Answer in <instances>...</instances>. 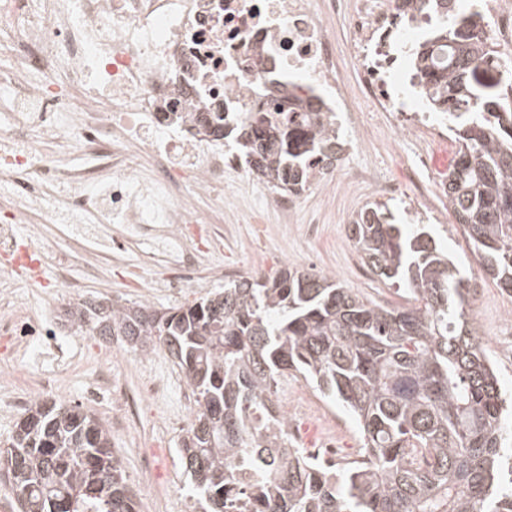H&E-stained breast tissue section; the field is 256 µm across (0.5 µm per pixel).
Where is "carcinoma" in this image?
<instances>
[{
  "label": "carcinoma",
  "instance_id": "1",
  "mask_svg": "<svg viewBox=\"0 0 512 512\" xmlns=\"http://www.w3.org/2000/svg\"><path fill=\"white\" fill-rule=\"evenodd\" d=\"M402 2V24L423 11L438 21L407 53L419 95L451 123L448 209L483 274L511 293L512 57L474 6ZM302 103L303 125L269 113L234 136L274 191H305L309 157L338 153L318 99ZM349 227L362 262L403 284L411 305H375L284 266L167 310L85 301L64 315L145 354L161 347L184 373L196 409L178 451L201 512H512L508 398L466 312L470 289L430 233H405L387 205L365 206ZM288 371L353 416L361 463L337 474L293 445L277 397ZM0 472L21 512H136L109 430L78 406L33 403L0 449Z\"/></svg>",
  "mask_w": 512,
  "mask_h": 512
}]
</instances>
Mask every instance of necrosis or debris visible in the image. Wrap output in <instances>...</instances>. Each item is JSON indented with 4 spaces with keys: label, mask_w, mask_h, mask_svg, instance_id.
Wrapping results in <instances>:
<instances>
[{
    "label": "necrosis or debris",
    "mask_w": 512,
    "mask_h": 512,
    "mask_svg": "<svg viewBox=\"0 0 512 512\" xmlns=\"http://www.w3.org/2000/svg\"><path fill=\"white\" fill-rule=\"evenodd\" d=\"M328 14L345 21L356 83L337 70ZM0 30L10 59L0 68V89L14 93L0 114V182L12 199L0 224L7 261L14 224H58L65 214L60 236L75 222L93 234L105 212L123 226L106 239L117 250L149 225L162 226L153 249L179 271L174 287L188 286L195 258L184 251L179 227L207 223L200 201L223 207L227 176L247 175L255 209L272 206L288 218L296 198L270 192L248 176L235 150L170 115L215 112L230 125L249 124L265 106V86L293 73L348 132L359 133L372 110L406 141L424 130L435 140L450 136L447 118L425 101L410 108L401 99L402 64L391 45L406 32L392 0H328L322 14L309 0H0ZM30 129L53 152L20 146ZM138 142L148 167L128 151Z\"/></svg>",
    "instance_id": "1"
}]
</instances>
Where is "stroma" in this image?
<instances>
[{
  "label": "stroma",
  "mask_w": 512,
  "mask_h": 512,
  "mask_svg": "<svg viewBox=\"0 0 512 512\" xmlns=\"http://www.w3.org/2000/svg\"><path fill=\"white\" fill-rule=\"evenodd\" d=\"M360 139L350 167L377 163L386 175L402 176L406 160L393 154L394 134L377 113H370ZM249 195L244 180L225 184L223 208L210 212V224L202 236L186 241L188 250L198 254L196 278L175 293L166 287V271L147 257L143 248L131 247L120 256L99 255L100 271L94 274L83 257L96 253L95 244L65 243L51 224L36 228L15 225L16 238L35 237L37 247L43 249L45 280L32 284L17 277L11 287L0 288V322L11 309L35 316L56 315L71 304L70 293L59 287L56 278V267L64 262L69 263L71 277L81 285L84 298L117 304L141 301L158 308L177 306L222 288L224 269H232L238 277L268 275L286 264L329 274L374 302L390 307L409 305V294L381 281L362 263L349 236L347 225L352 216L376 200L370 183L346 179L332 187L313 184L301 193L302 208L288 224L273 208L249 218L244 210ZM423 204L424 213L417 214L403 199L387 201L397 223L410 232L426 226L461 276L469 279L472 292L467 310L476 320L504 389L511 392L512 295L481 279L472 246L439 191L427 192ZM58 349L62 357L59 380L48 389L42 386L41 368L34 364L40 350L17 343L11 351H0V449L7 447L26 410L24 397L36 393L44 400L80 406L105 423L131 489H138L149 477L156 481L157 495L149 500L137 498V512H184L193 505L177 454L187 430L181 422L182 411L192 390L167 352L157 349L143 355L121 337L105 340L68 328L58 340ZM149 380L164 381V394L144 401L134 422L123 424L119 397L136 395ZM279 401L288 407V429L296 447L308 451L332 439L348 458L357 456L361 441L352 416L301 376L291 374L283 379ZM148 449L154 453V469L149 473L142 463Z\"/></svg>",
  "instance_id": "35a3bbf8"
}]
</instances>
